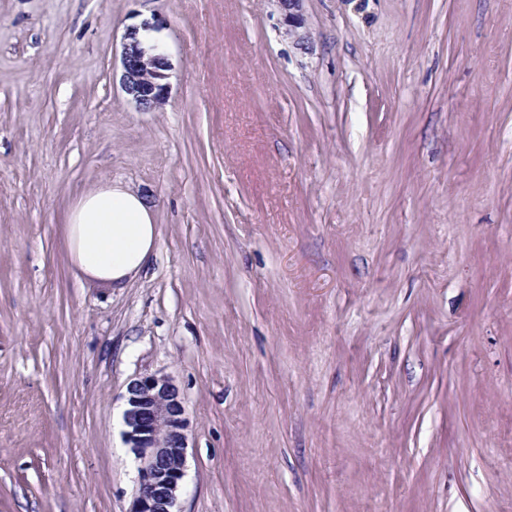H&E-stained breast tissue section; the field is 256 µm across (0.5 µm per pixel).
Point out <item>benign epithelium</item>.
I'll return each mask as SVG.
<instances>
[{
	"instance_id": "7a95c632",
	"label": "benign epithelium",
	"mask_w": 512,
	"mask_h": 512,
	"mask_svg": "<svg viewBox=\"0 0 512 512\" xmlns=\"http://www.w3.org/2000/svg\"><path fill=\"white\" fill-rule=\"evenodd\" d=\"M288 37L297 46L308 45L303 31V0H278ZM137 29L125 35L121 56V85L138 108L151 112L166 103L168 60L165 52L149 54L136 40ZM125 440L137 455L138 484L130 512H177L185 477L187 409L179 388L167 377L145 375L127 387Z\"/></svg>"
}]
</instances>
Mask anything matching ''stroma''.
I'll list each match as a JSON object with an SVG mask.
<instances>
[{"label":"stroma","mask_w":512,"mask_h":512,"mask_svg":"<svg viewBox=\"0 0 512 512\" xmlns=\"http://www.w3.org/2000/svg\"><path fill=\"white\" fill-rule=\"evenodd\" d=\"M0 0V512H130L129 383L181 512H512V0ZM158 23L168 99L121 87ZM123 287L66 227L109 184ZM284 15V23L288 27L286 32L288 37L294 39L297 46L301 49L306 47L309 42L307 32H304V19L301 13L303 0H278ZM67 231L75 264L112 285L140 273L157 241L150 204L119 185L83 195L70 210ZM125 440L137 455L138 484L130 512L175 510L185 477L187 409L167 377L145 375L127 387Z\"/></svg>","instance_id":"stroma-1"}]
</instances>
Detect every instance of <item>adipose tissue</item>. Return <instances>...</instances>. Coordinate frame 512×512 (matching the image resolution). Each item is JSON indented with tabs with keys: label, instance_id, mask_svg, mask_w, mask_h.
<instances>
[{
	"label": "adipose tissue",
	"instance_id": "1",
	"mask_svg": "<svg viewBox=\"0 0 512 512\" xmlns=\"http://www.w3.org/2000/svg\"><path fill=\"white\" fill-rule=\"evenodd\" d=\"M67 231L80 270L115 285L141 272L157 241L150 204L118 185L83 195L69 213Z\"/></svg>",
	"mask_w": 512,
	"mask_h": 512
}]
</instances>
